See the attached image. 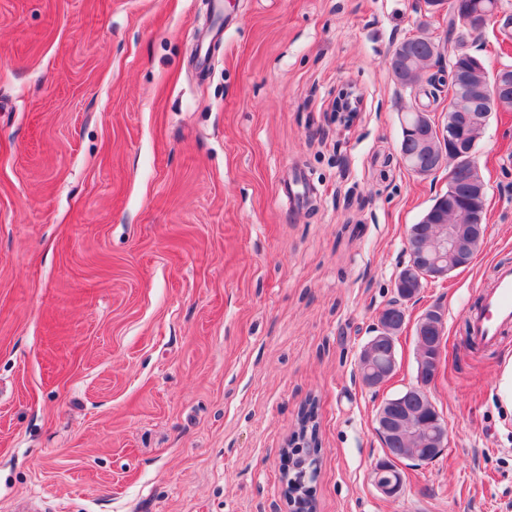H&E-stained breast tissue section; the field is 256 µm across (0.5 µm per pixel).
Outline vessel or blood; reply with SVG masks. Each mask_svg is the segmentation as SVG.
Returning a JSON list of instances; mask_svg holds the SVG:
<instances>
[{
    "label": "vessel or blood",
    "instance_id": "vessel-or-blood-1",
    "mask_svg": "<svg viewBox=\"0 0 512 512\" xmlns=\"http://www.w3.org/2000/svg\"><path fill=\"white\" fill-rule=\"evenodd\" d=\"M512 325V266L500 267L493 286L482 299L481 306L470 319L473 341L495 344L505 327Z\"/></svg>",
    "mask_w": 512,
    "mask_h": 512
}]
</instances>
